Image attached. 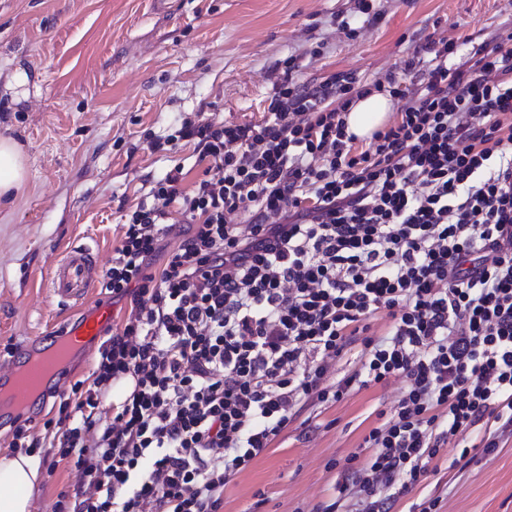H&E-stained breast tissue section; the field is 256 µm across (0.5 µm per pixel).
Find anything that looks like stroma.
Instances as JSON below:
<instances>
[{"label": "stroma", "instance_id": "obj_1", "mask_svg": "<svg viewBox=\"0 0 512 512\" xmlns=\"http://www.w3.org/2000/svg\"><path fill=\"white\" fill-rule=\"evenodd\" d=\"M383 17L351 18L350 0H0V137L27 157L22 189L0 201V372L9 351L30 337L74 324L48 288V268L85 246L109 268L122 226L153 181L175 165L185 187L202 178L190 146L150 151L183 119L260 120L288 57L301 81L351 73L369 86L386 78L410 85L405 62L428 38H454L449 67L472 46L512 32V0H376ZM402 380L355 390L342 401L308 403L271 447L224 488L223 512H313L333 501L352 454L380 411L396 404ZM59 400L22 408L42 482L33 512L70 504L78 482L72 458L49 445L59 430ZM467 440L464 459L445 449L392 512L437 500V512H512V434L491 453Z\"/></svg>", "mask_w": 512, "mask_h": 512}]
</instances>
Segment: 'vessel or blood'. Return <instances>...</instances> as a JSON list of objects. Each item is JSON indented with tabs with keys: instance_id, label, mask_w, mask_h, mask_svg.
I'll return each mask as SVG.
<instances>
[{
	"instance_id": "obj_1",
	"label": "vessel or blood",
	"mask_w": 512,
	"mask_h": 512,
	"mask_svg": "<svg viewBox=\"0 0 512 512\" xmlns=\"http://www.w3.org/2000/svg\"><path fill=\"white\" fill-rule=\"evenodd\" d=\"M46 279L54 294L64 301L85 303L91 288L99 280V263L91 250L72 249L50 267ZM109 312L104 305L86 310L78 325L63 335L35 336L20 344L13 355V368L0 374V390L17 397H27L30 386L47 390L50 374H62L64 364L56 358L59 347L74 352L96 341Z\"/></svg>"
}]
</instances>
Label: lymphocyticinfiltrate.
<instances>
[{
    "label": "lymphocytic infiltrate",
    "mask_w": 512,
    "mask_h": 512,
    "mask_svg": "<svg viewBox=\"0 0 512 512\" xmlns=\"http://www.w3.org/2000/svg\"><path fill=\"white\" fill-rule=\"evenodd\" d=\"M457 49L427 40L420 88L376 83L398 110L361 146L345 116L364 88L350 73L301 83L293 58L261 121L182 122L204 176L184 191L175 166L123 226L102 286L132 309L85 394L59 404L81 415L60 446L86 488L55 512H220L295 407L399 378L392 418L338 487L355 512H391L479 423L512 431V34L452 69ZM175 213L191 232L167 251ZM381 310L392 324L375 337ZM356 336L360 371L325 387Z\"/></svg>",
    "instance_id": "1"
}]
</instances>
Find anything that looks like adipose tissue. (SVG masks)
Instances as JSON below:
<instances>
[{
	"label": "adipose tissue",
	"mask_w": 512,
	"mask_h": 512,
	"mask_svg": "<svg viewBox=\"0 0 512 512\" xmlns=\"http://www.w3.org/2000/svg\"><path fill=\"white\" fill-rule=\"evenodd\" d=\"M392 100L374 92L359 99L346 115V131L371 137L389 119ZM26 177V160L19 145L0 138V197L19 189ZM42 480L38 459L17 452L0 455V512H32L33 497Z\"/></svg>",
	"instance_id": "obj_1"
}]
</instances>
